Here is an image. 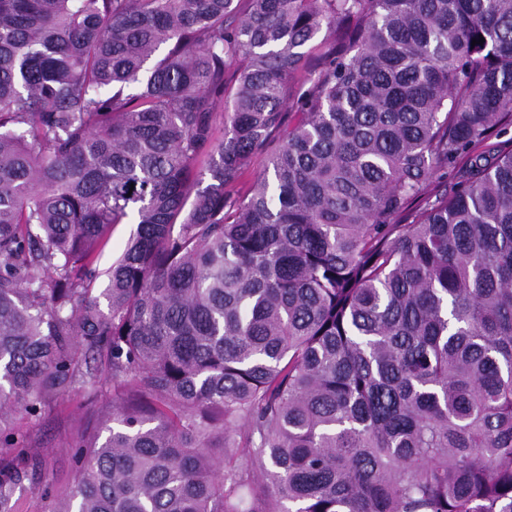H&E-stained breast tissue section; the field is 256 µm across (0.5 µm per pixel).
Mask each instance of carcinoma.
<instances>
[{
    "label": "carcinoma",
    "mask_w": 512,
    "mask_h": 512,
    "mask_svg": "<svg viewBox=\"0 0 512 512\" xmlns=\"http://www.w3.org/2000/svg\"><path fill=\"white\" fill-rule=\"evenodd\" d=\"M510 127L512 0H0V512L92 362L55 512H512ZM135 224H117L112 226V235L109 244L101 253L98 266L101 270H105L112 264V260L119 256L123 251L131 231L135 228ZM103 387L75 383L60 392L39 418L13 413L11 427L28 435L27 448L40 463L43 485L15 495L14 512H51L53 501L66 495L73 485L75 463L69 446L78 439H92L104 426L102 413L112 409V382Z\"/></svg>",
    "instance_id": "carcinoma-1"
}]
</instances>
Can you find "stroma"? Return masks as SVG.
<instances>
[{
	"label": "stroma",
	"instance_id": "1",
	"mask_svg": "<svg viewBox=\"0 0 512 512\" xmlns=\"http://www.w3.org/2000/svg\"><path fill=\"white\" fill-rule=\"evenodd\" d=\"M112 407V385L75 383L60 392L39 418L15 413L13 429L28 436V447L40 463L46 488H28L15 496V512H52L53 501L66 495L74 481L70 446L101 433L103 412Z\"/></svg>",
	"mask_w": 512,
	"mask_h": 512
}]
</instances>
